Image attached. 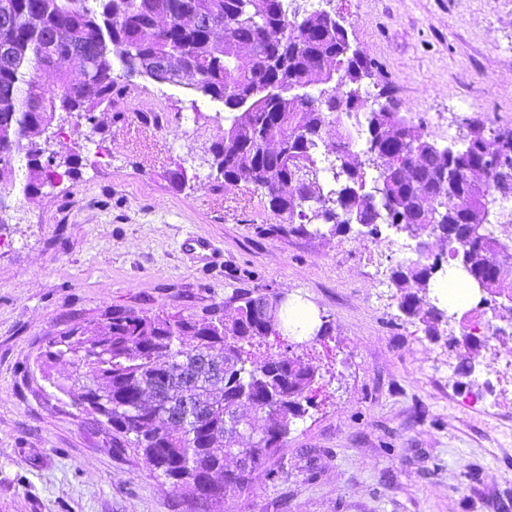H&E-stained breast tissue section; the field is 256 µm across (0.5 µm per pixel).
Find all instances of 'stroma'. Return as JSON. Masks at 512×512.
Instances as JSON below:
<instances>
[{"instance_id": "35a3bbf8", "label": "stroma", "mask_w": 512, "mask_h": 512, "mask_svg": "<svg viewBox=\"0 0 512 512\" xmlns=\"http://www.w3.org/2000/svg\"><path fill=\"white\" fill-rule=\"evenodd\" d=\"M382 87L425 139L445 145L467 119L512 128V0H324ZM164 112L145 126L138 103L101 115L109 162L43 187L0 228V512H191L134 449H116L97 414L59 393L36 360L70 328L112 308L198 317L237 288L287 293L331 324L298 339L319 366L316 406L287 439L288 477L257 478L238 512H512V334L471 354L466 383L448 339L398 307L389 284L403 234L330 239L272 232L279 218L246 183L212 192L217 130L187 112L217 103L180 84L138 80ZM183 166L187 183L169 173ZM192 236L219 259L190 260Z\"/></svg>"}]
</instances>
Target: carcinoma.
Instances as JSON below:
<instances>
[{
  "label": "carcinoma",
  "mask_w": 512,
  "mask_h": 512,
  "mask_svg": "<svg viewBox=\"0 0 512 512\" xmlns=\"http://www.w3.org/2000/svg\"><path fill=\"white\" fill-rule=\"evenodd\" d=\"M75 60L78 81L69 73ZM155 64L167 83L185 80L224 105L213 189L250 184L281 217L273 231L325 238L354 224L359 235L391 224L446 243L448 253L419 247L391 273L400 310L429 335L454 319L427 295L446 266L474 288L475 306L512 301V242L492 222L503 196L478 179L493 164L512 168V129L472 120L466 146L440 147L383 90L379 108L362 113V75L376 63L354 54L348 29L328 12H290L285 0H0V224L20 198L78 175L76 152L54 167L44 161L46 132L71 112L99 133V113ZM44 71L55 73L49 86ZM360 140L365 163L355 159ZM18 159L28 170L23 182ZM450 172L452 189L430 209L424 192ZM265 293L238 289L200 318L115 308L53 341L41 370L62 393L81 386L78 405L101 417L112 447L141 452L178 497L209 512L254 491L260 470L272 483L288 478L286 439L313 406L318 366L252 350L300 332L284 306L267 319ZM65 356L74 372L59 381L50 363Z\"/></svg>",
  "instance_id": "cac0c4a2"
}]
</instances>
